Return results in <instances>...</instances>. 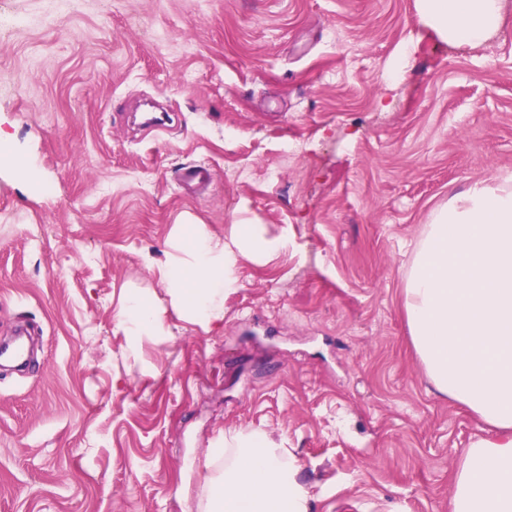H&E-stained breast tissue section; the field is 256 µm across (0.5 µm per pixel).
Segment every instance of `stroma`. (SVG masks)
<instances>
[{"label":"stroma","mask_w":512,"mask_h":512,"mask_svg":"<svg viewBox=\"0 0 512 512\" xmlns=\"http://www.w3.org/2000/svg\"><path fill=\"white\" fill-rule=\"evenodd\" d=\"M448 45L416 0H0V512H189L206 450L256 428L311 512H448L484 425L436 394L403 309L429 212L512 175V0ZM150 98L175 113L133 129ZM208 181L180 184L182 168ZM263 225L211 332L126 349L177 224Z\"/></svg>","instance_id":"obj_1"}]
</instances>
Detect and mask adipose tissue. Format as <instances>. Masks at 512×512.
Here are the masks:
<instances>
[{
    "label": "adipose tissue",
    "instance_id": "1",
    "mask_svg": "<svg viewBox=\"0 0 512 512\" xmlns=\"http://www.w3.org/2000/svg\"><path fill=\"white\" fill-rule=\"evenodd\" d=\"M502 0H418V15L448 43L478 47L500 29ZM176 254L153 269L168 307L123 288L117 324L131 352L170 333L168 314L211 330L238 286L239 257L263 263L284 248L260 225L232 222L224 237L175 225ZM411 343L434 390L494 431L465 450L450 512H512V176L479 181L430 213L404 284ZM291 450L265 431L229 430L209 448L198 512H310Z\"/></svg>",
    "mask_w": 512,
    "mask_h": 512
}]
</instances>
